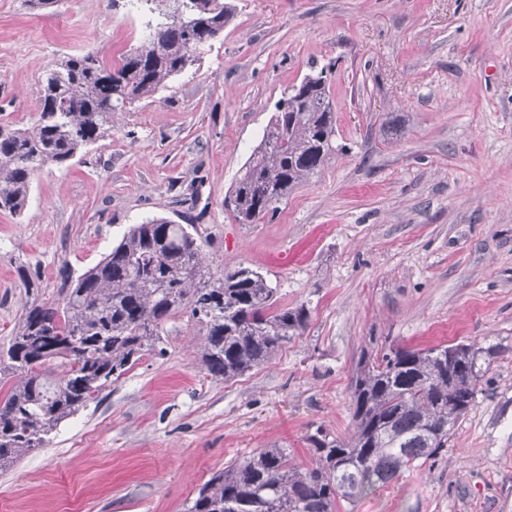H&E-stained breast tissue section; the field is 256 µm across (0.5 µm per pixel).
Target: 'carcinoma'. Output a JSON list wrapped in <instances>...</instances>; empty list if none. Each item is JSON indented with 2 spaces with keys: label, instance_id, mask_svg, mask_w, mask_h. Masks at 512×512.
<instances>
[{
  "label": "carcinoma",
  "instance_id": "1",
  "mask_svg": "<svg viewBox=\"0 0 512 512\" xmlns=\"http://www.w3.org/2000/svg\"><path fill=\"white\" fill-rule=\"evenodd\" d=\"M230 14L224 0H182V18L159 11L163 21L115 61L88 51L47 67L33 125H0V212L23 215L35 171L69 162L105 136L112 113L152 98L199 61ZM335 142L321 71L276 105L224 195L225 210L238 224L260 223L324 167ZM17 274L35 295L38 268L22 264ZM59 276L56 298L26 302L0 353V384L10 383L0 399V469L47 446L62 422L144 355L163 353L162 324L178 312L203 327L207 375L226 380L268 362L310 317L305 302L279 304L277 288L257 268L213 273L188 225L163 217L134 225L80 275L63 268ZM495 354L492 346L456 343L362 358L347 437L311 436L308 467L284 448H258L214 473L187 512H339L447 447Z\"/></svg>",
  "mask_w": 512,
  "mask_h": 512
}]
</instances>
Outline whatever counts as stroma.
Returning a JSON list of instances; mask_svg holds the SVG:
<instances>
[{
    "mask_svg": "<svg viewBox=\"0 0 512 512\" xmlns=\"http://www.w3.org/2000/svg\"><path fill=\"white\" fill-rule=\"evenodd\" d=\"M233 16L154 98L114 113L69 166L0 213V348L28 295L16 268L94 266L134 225H195L211 270L261 268L306 330L231 380L208 377L181 312L149 354L52 442L0 472V512H186L213 473L257 448L313 458L352 430L361 356L475 342L498 349L436 459L351 512H512V0H229ZM152 15L128 0H0V123L26 127L43 71L113 60ZM325 69L335 157L273 218L236 223L224 194L275 103Z\"/></svg>",
    "mask_w": 512,
    "mask_h": 512,
    "instance_id": "1",
    "label": "stroma"
}]
</instances>
